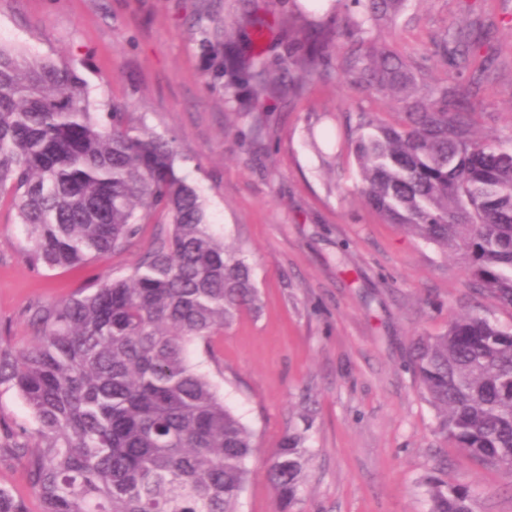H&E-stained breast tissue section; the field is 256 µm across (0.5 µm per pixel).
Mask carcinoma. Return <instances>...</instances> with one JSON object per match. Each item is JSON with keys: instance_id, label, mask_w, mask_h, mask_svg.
I'll list each match as a JSON object with an SVG mask.
<instances>
[{"instance_id": "1", "label": "carcinoma", "mask_w": 512, "mask_h": 512, "mask_svg": "<svg viewBox=\"0 0 512 512\" xmlns=\"http://www.w3.org/2000/svg\"><path fill=\"white\" fill-rule=\"evenodd\" d=\"M335 0L310 27L261 17L222 19L250 50L227 60L222 38L197 14L202 52L225 94L251 116L323 76L337 24L353 38L339 69L352 85L401 104L397 120L357 113L360 193L386 224L463 260L480 295L512 309V146L480 132L475 100L496 79L481 54L482 14L444 31L438 52L464 80L433 86L377 43L406 0ZM297 39L300 54L272 58L265 40ZM174 139L144 126L126 103L95 112L65 67L0 46V200L27 231V263L49 270L132 247L143 228L150 250L122 278L37 306L39 336L19 348L0 331V386L16 389L34 427L0 452L22 459L40 512H237L250 479L254 435L213 381L190 362L191 346L260 309L250 266L216 236L205 202L176 168ZM408 368L437 412V433L479 465L512 477V328L458 312L439 334L419 336ZM309 451L285 438L267 459L278 495L292 500ZM431 512H473L470 491L441 479ZM0 512H28L0 486Z\"/></svg>"}]
</instances>
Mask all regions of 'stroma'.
Listing matches in <instances>:
<instances>
[{"mask_svg":"<svg viewBox=\"0 0 512 512\" xmlns=\"http://www.w3.org/2000/svg\"><path fill=\"white\" fill-rule=\"evenodd\" d=\"M198 0H0L1 45L68 67L91 101L118 99L153 132L175 136L177 164L207 203L213 231L239 250L260 290L242 314L195 347L192 361L220 386L252 430L257 452L238 512H430V477L470 489L475 512H512V478L476 464L436 433L435 409L406 368L414 337L443 331L470 309L504 326L512 310L473 296L463 265L436 246L382 223L359 192L349 120L361 111L394 120L398 105L352 88L331 52L324 79L269 113L264 147H243L250 120L212 83L189 20ZM480 0H410L377 41L410 60L420 80H453L440 34ZM499 79L477 111L485 130L512 139V0L488 13ZM330 131L334 169L322 168L311 131ZM146 227L130 249L78 268L23 259L27 239L0 203V326L13 343L36 331L29 308L68 297L105 275H128L151 246ZM310 450L292 501L280 500L265 461L285 436Z\"/></svg>","mask_w":512,"mask_h":512,"instance_id":"35a3bbf8","label":"stroma"}]
</instances>
